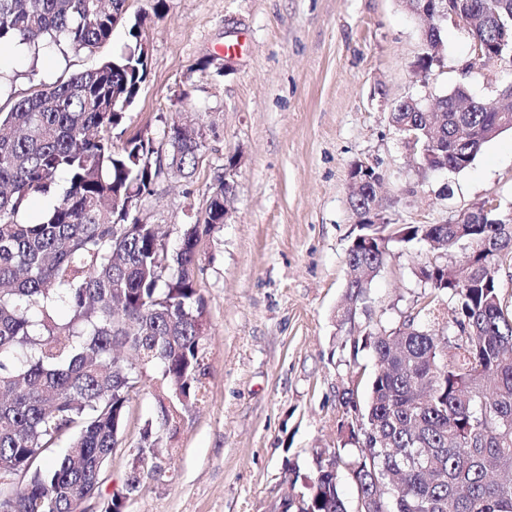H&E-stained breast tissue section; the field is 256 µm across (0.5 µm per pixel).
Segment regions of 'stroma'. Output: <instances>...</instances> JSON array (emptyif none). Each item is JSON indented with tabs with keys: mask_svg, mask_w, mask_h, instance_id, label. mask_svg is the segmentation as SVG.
Wrapping results in <instances>:
<instances>
[{
	"mask_svg": "<svg viewBox=\"0 0 512 512\" xmlns=\"http://www.w3.org/2000/svg\"><path fill=\"white\" fill-rule=\"evenodd\" d=\"M128 0L146 16L149 73L112 145L143 134L166 146L165 129L187 118L204 132L191 177L169 175L144 206L176 251L191 215L228 157L238 168L228 217L202 236L196 279L208 310L204 404L184 413L161 481L129 512H271L286 461L340 443L345 391L365 400L375 371L369 352L350 359L346 258L356 229L350 204L353 162L383 176L379 209L395 224H450L486 200L512 213V130L485 143L473 164L423 172L396 134L390 114L402 100L465 86L487 100L512 85V62L480 64L472 36L444 22V66L421 84L414 64L425 51L421 22L401 0ZM132 39L114 29L94 53L47 54L33 66L0 55L21 97L121 54ZM423 243L391 246L369 288L358 329L391 328L420 291L413 274ZM152 377H144L109 459L111 492L127 471V447L156 419Z\"/></svg>",
	"mask_w": 512,
	"mask_h": 512,
	"instance_id": "35a3bbf8",
	"label": "stroma"
}]
</instances>
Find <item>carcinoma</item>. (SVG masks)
<instances>
[{
	"label": "carcinoma",
	"mask_w": 512,
	"mask_h": 512,
	"mask_svg": "<svg viewBox=\"0 0 512 512\" xmlns=\"http://www.w3.org/2000/svg\"><path fill=\"white\" fill-rule=\"evenodd\" d=\"M126 0H0V52L16 41L39 53L92 50L109 39ZM425 34L442 43V23L457 0H404ZM499 22L470 29L494 52L500 24L512 25V0H496ZM140 43L96 67L34 90L0 109V468L27 482L0 489V512H75L86 500L101 512H125L146 488L141 474L170 452L184 412L207 394V308L194 265L200 237L224 223V180L210 187L203 221L189 224L170 256L155 225L140 224L126 203L149 195L158 177L153 141L137 135L112 149L148 73ZM443 67L438 51L416 68L428 85ZM419 112L410 100L391 113L396 132L410 127L417 145L432 143L425 171L463 170L481 146L512 128L509 96L476 101L457 86ZM171 163L189 176L197 142L169 126ZM67 187L57 192L59 179ZM51 199L36 221L22 215ZM490 213L483 224H359L348 250L347 299L367 312L368 285L389 243L429 242L441 252L415 268L425 302L392 328L348 339L353 355L370 350L378 366L366 404L343 398L342 447L316 451L307 512H347L346 474L360 512H512V303L498 272L512 261V225ZM454 301L452 318L426 326L433 303ZM156 422L140 432L145 455L130 464L125 495L102 493V472L122 432L128 403L147 373ZM68 447L55 453L62 438Z\"/></svg>",
	"instance_id": "carcinoma-1"
}]
</instances>
